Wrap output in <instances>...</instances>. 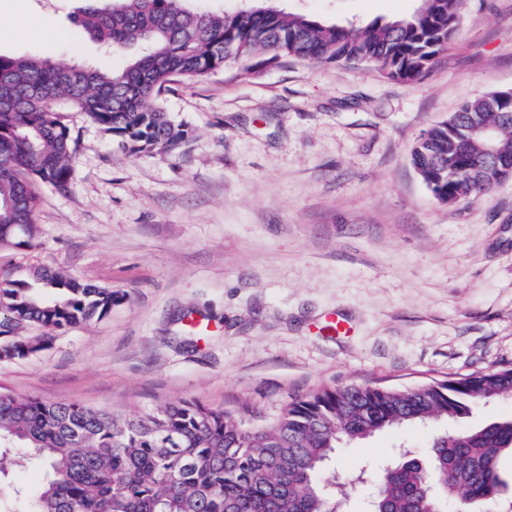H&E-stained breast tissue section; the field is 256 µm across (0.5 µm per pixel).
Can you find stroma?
Masks as SVG:
<instances>
[{"label": "stroma", "instance_id": "obj_1", "mask_svg": "<svg viewBox=\"0 0 512 512\" xmlns=\"http://www.w3.org/2000/svg\"><path fill=\"white\" fill-rule=\"evenodd\" d=\"M418 0H279L327 24L411 15ZM78 0H0V54L117 69ZM51 20L53 38L37 20ZM512 88V0H463L419 81L295 60L170 83L160 104L189 145L132 155L84 113L69 192L39 187L37 244L0 276L49 266L112 289L104 318L0 360V393L131 417L196 400L252 425L326 387L405 389L512 367V179L453 206L415 172L420 135L465 101ZM346 321L328 331L330 317ZM446 423L339 449L337 477L425 453Z\"/></svg>", "mask_w": 512, "mask_h": 512}]
</instances>
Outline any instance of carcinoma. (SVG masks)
Wrapping results in <instances>:
<instances>
[{"label": "carcinoma", "instance_id": "cac0c4a2", "mask_svg": "<svg viewBox=\"0 0 512 512\" xmlns=\"http://www.w3.org/2000/svg\"><path fill=\"white\" fill-rule=\"evenodd\" d=\"M78 27L120 50L142 55L123 69L58 67L0 55V248L35 246L37 188L71 184L77 141L62 106L85 113L131 154L171 153L192 138L159 105L175 78L193 82L230 64L251 71L258 53L270 59L345 64L413 83L448 48L462 0H421L409 17L365 25L324 24L272 3L214 14L189 0H84ZM512 103L494 92L464 103L433 125L413 149L412 164L434 197L455 205L498 184L476 171L441 180L431 153L448 150V168L478 159L481 139L464 145L448 134L475 121L498 126L499 151L512 157ZM115 295L55 270L34 282L0 278V360L26 357L46 336H19L39 326L65 330L103 318ZM499 397H512V367L476 371L410 389L362 385L325 388L289 402L265 426H248L196 401H180L130 418L70 402L0 394V475L7 468L42 470L33 492L0 496V512H336L348 486L321 483L336 448L383 429L467 418ZM512 456V418L433 438L427 470L385 468L371 512H431L427 484L440 502L488 504L503 486L501 458Z\"/></svg>", "mask_w": 512, "mask_h": 512}]
</instances>
